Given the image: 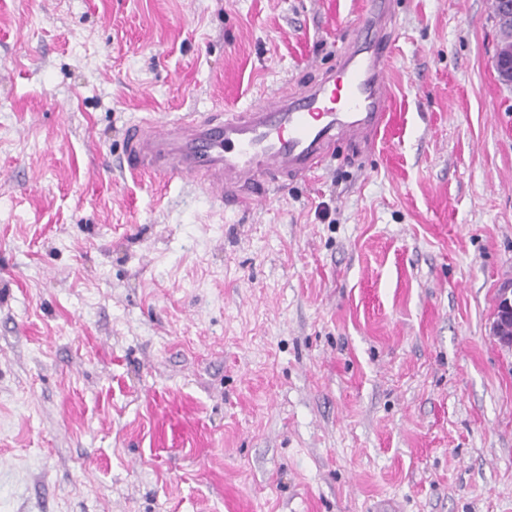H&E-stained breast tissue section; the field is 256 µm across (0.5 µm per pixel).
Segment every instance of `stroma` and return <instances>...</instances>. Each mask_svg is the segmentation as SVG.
I'll return each instance as SVG.
<instances>
[{"mask_svg":"<svg viewBox=\"0 0 512 512\" xmlns=\"http://www.w3.org/2000/svg\"><path fill=\"white\" fill-rule=\"evenodd\" d=\"M398 0L366 154L218 212L127 128L328 67L363 0H0V512H512V86ZM492 331L501 345L512 348V282L499 291Z\"/></svg>","mask_w":512,"mask_h":512,"instance_id":"obj_1","label":"stroma"}]
</instances>
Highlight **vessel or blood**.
<instances>
[{
	"instance_id": "b4317fda",
	"label": "vessel or blood",
	"mask_w": 512,
	"mask_h": 512,
	"mask_svg": "<svg viewBox=\"0 0 512 512\" xmlns=\"http://www.w3.org/2000/svg\"><path fill=\"white\" fill-rule=\"evenodd\" d=\"M396 6L364 0L335 64L288 91L178 120L137 121L125 133L123 168L189 181L222 209L244 211L272 187L325 168L340 144L373 146L391 119Z\"/></svg>"
}]
</instances>
